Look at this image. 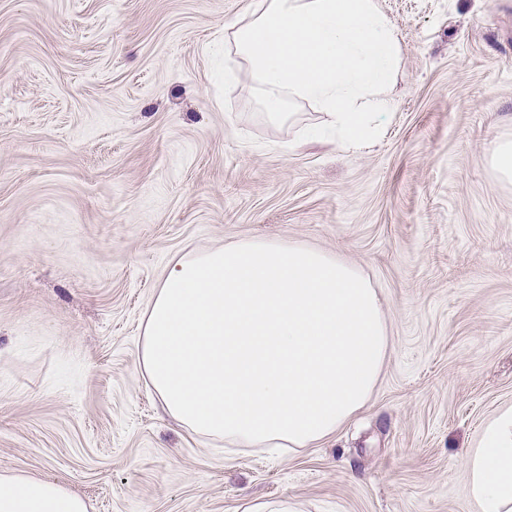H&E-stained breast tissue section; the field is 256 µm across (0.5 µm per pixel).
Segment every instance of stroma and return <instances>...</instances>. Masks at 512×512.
<instances>
[{"instance_id": "35a3bbf8", "label": "stroma", "mask_w": 512, "mask_h": 512, "mask_svg": "<svg viewBox=\"0 0 512 512\" xmlns=\"http://www.w3.org/2000/svg\"><path fill=\"white\" fill-rule=\"evenodd\" d=\"M401 62L379 136L268 123L224 28L249 0H0V473L88 512H480L462 458L512 403V0H376ZM247 238L362 269L370 401L294 454L170 419L137 362L166 268ZM491 166L494 174L504 181L512 182V140L498 142L491 152Z\"/></svg>"}]
</instances>
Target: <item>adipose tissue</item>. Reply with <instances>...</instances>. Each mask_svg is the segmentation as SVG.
<instances>
[{
    "mask_svg": "<svg viewBox=\"0 0 512 512\" xmlns=\"http://www.w3.org/2000/svg\"><path fill=\"white\" fill-rule=\"evenodd\" d=\"M224 46L272 124L305 101L344 145L376 137L400 46L375 0H250ZM389 346L382 300L357 267L264 239L183 256L148 308L138 363L166 413L228 448L296 451L370 400ZM480 512H512V404L463 460ZM0 512H87L63 485L0 475Z\"/></svg>",
    "mask_w": 512,
    "mask_h": 512,
    "instance_id": "adipose-tissue-1",
    "label": "adipose tissue"
}]
</instances>
